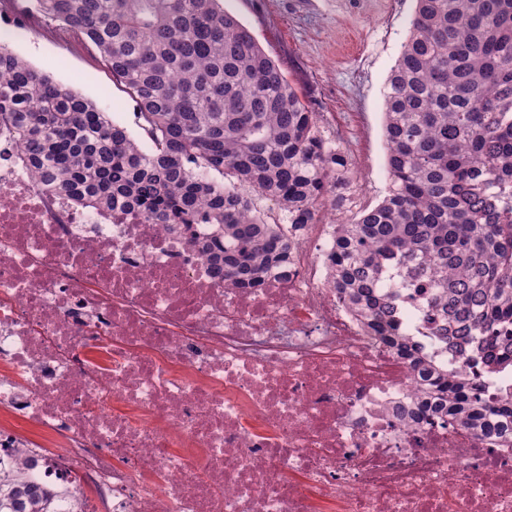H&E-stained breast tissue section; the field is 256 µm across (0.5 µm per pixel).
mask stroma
Segmentation results:
<instances>
[{
	"instance_id": "obj_1",
	"label": "stroma",
	"mask_w": 512,
	"mask_h": 512,
	"mask_svg": "<svg viewBox=\"0 0 512 512\" xmlns=\"http://www.w3.org/2000/svg\"><path fill=\"white\" fill-rule=\"evenodd\" d=\"M0 13V45L55 82L131 124L134 102L89 48L26 24L21 8ZM415 0H224L316 112L324 138L348 156L354 182L338 222L359 218L385 197L389 178L384 91L408 36Z\"/></svg>"
}]
</instances>
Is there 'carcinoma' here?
Segmentation results:
<instances>
[{"instance_id": "obj_1", "label": "carcinoma", "mask_w": 512, "mask_h": 512, "mask_svg": "<svg viewBox=\"0 0 512 512\" xmlns=\"http://www.w3.org/2000/svg\"><path fill=\"white\" fill-rule=\"evenodd\" d=\"M29 3L28 19L97 48L149 144L1 46L0 127L46 193L131 203L170 228L202 224L192 244L209 273L241 288L291 267L318 209L348 201L345 152L223 0ZM384 105L388 194L334 226L328 278L373 334L436 378L413 417L512 435V401L491 403L428 364L377 287L404 266L448 317L435 326L448 354L512 366V0H416ZM57 509L56 490L25 465L0 474V512Z\"/></svg>"}]
</instances>
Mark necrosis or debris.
<instances>
[{"label":"necrosis or debris","instance_id":"1","mask_svg":"<svg viewBox=\"0 0 512 512\" xmlns=\"http://www.w3.org/2000/svg\"><path fill=\"white\" fill-rule=\"evenodd\" d=\"M0 132V466L77 512H512V438L409 420L421 377L325 272L331 237L260 288L185 232L48 196ZM434 367L492 402L512 370L443 353L429 289L390 275Z\"/></svg>","mask_w":512,"mask_h":512}]
</instances>
